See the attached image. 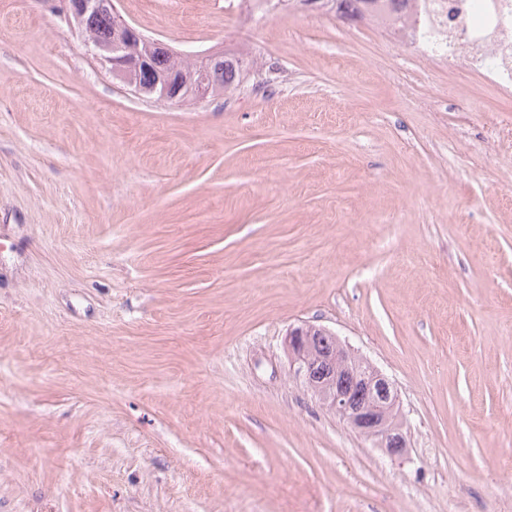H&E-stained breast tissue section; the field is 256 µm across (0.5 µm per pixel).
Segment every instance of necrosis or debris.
<instances>
[{
    "mask_svg": "<svg viewBox=\"0 0 512 512\" xmlns=\"http://www.w3.org/2000/svg\"><path fill=\"white\" fill-rule=\"evenodd\" d=\"M374 20L396 44L448 62L466 59L504 97L512 96V0H409Z\"/></svg>",
    "mask_w": 512,
    "mask_h": 512,
    "instance_id": "4bbe7bcc",
    "label": "necrosis or debris"
}]
</instances>
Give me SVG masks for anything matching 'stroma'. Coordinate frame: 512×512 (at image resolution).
<instances>
[{
    "label": "stroma",
    "mask_w": 512,
    "mask_h": 512,
    "mask_svg": "<svg viewBox=\"0 0 512 512\" xmlns=\"http://www.w3.org/2000/svg\"><path fill=\"white\" fill-rule=\"evenodd\" d=\"M116 7L248 77L148 99L0 0V512H512V98L296 0ZM304 323L403 457L294 378ZM313 336V347L322 358L320 363L319 355L312 348ZM325 336L331 338L336 345L329 358L336 371V379L333 375L320 378L314 372L318 363L317 370L322 375L331 372L325 362L333 350V343ZM286 349L291 370L323 405L345 420L356 432L384 448L391 456H398L397 453L403 456L406 453L405 437L400 432L396 418L392 417V411L399 404L398 393L391 380L380 369L367 359L355 356L329 330L312 324L288 329ZM345 372H354L364 377L365 387L355 375H347L341 380L345 389L351 391L356 405L368 400L366 389L370 392L371 398L364 406L352 405L350 393L338 385L337 377Z\"/></svg>",
    "instance_id": "stroma-1"
}]
</instances>
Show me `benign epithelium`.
I'll return each instance as SVG.
<instances>
[{"label": "benign epithelium", "instance_id": "benign-epithelium-1", "mask_svg": "<svg viewBox=\"0 0 512 512\" xmlns=\"http://www.w3.org/2000/svg\"><path fill=\"white\" fill-rule=\"evenodd\" d=\"M51 10L69 24H76L79 35L87 51L95 56L100 65L112 76L127 83L134 71L147 70L155 55L175 57L176 52L166 43L146 38L130 25L118 12L114 0H60L51 5ZM107 11L113 15L115 29L119 38L112 45L101 44L91 29L85 24L86 16ZM191 83L183 85L173 76H162L151 85H137L136 90L144 93L160 91V100L181 102L190 98L203 102L216 92L214 72L224 66V53H212L193 59ZM327 336L336 345L330 356V364L340 375L354 372L364 377L365 388L371 398L363 406L352 405L350 393L343 390L332 376L319 377L315 368L320 361L312 348V338ZM289 366L295 376L301 380L323 405L345 420L351 428L372 440L378 447L395 456L406 453V440L400 432L392 411L399 404V397L391 380L368 360L355 356L347 345L343 344L329 330L305 324L288 329L286 337Z\"/></svg>", "mask_w": 512, "mask_h": 512}]
</instances>
